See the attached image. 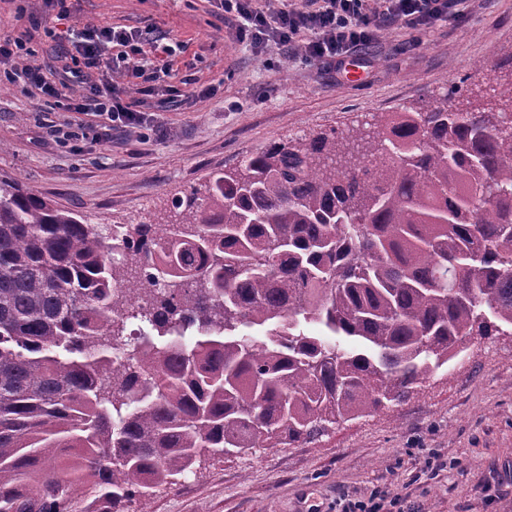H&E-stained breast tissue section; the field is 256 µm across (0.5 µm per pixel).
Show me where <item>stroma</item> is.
<instances>
[{
  "label": "stroma",
  "instance_id": "1",
  "mask_svg": "<svg viewBox=\"0 0 512 512\" xmlns=\"http://www.w3.org/2000/svg\"><path fill=\"white\" fill-rule=\"evenodd\" d=\"M86 24L148 31L175 52L168 84L123 77L149 134L126 127L98 144L60 142L54 127L84 114L0 92V181L21 180L109 230L161 223L174 196L203 188L267 146L347 131L388 112L443 100L460 84L479 105L512 80V0H462L431 28H382L352 57L350 81L316 61L230 43L213 0H0V35L31 30L36 63L60 70V31ZM207 86V97L196 96ZM238 101L235 111L225 101ZM434 465H427V458ZM382 491L408 512H512V335L473 340L404 404L332 428L298 448H253L206 460L135 512H338Z\"/></svg>",
  "mask_w": 512,
  "mask_h": 512
}]
</instances>
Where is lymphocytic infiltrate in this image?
Here are the masks:
<instances>
[{
	"label": "lymphocytic infiltrate",
	"instance_id": "1",
	"mask_svg": "<svg viewBox=\"0 0 512 512\" xmlns=\"http://www.w3.org/2000/svg\"><path fill=\"white\" fill-rule=\"evenodd\" d=\"M457 6L458 0H385V9L378 16L371 0H321L315 8L310 0H289L283 7L267 11L257 8L255 0H218L235 42L259 54L273 52L281 57L296 50L302 58L332 67L374 40L380 27L399 21L430 27L447 21ZM28 41L25 33L0 40V62L10 63L0 75L10 84L22 86L34 100L50 99L63 111L95 115V122L66 131L68 141L78 138L97 144L108 139L115 128L147 127L136 103L126 101L107 75L113 72L160 82L174 67L172 60L151 59L139 32L87 26L73 41L70 57L71 74L83 78L78 90L71 82L50 80L41 67L31 64ZM106 44L112 47L108 59L101 53Z\"/></svg>",
	"mask_w": 512,
	"mask_h": 512
}]
</instances>
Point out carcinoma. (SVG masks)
Segmentation results:
<instances>
[{
  "instance_id": "1",
  "label": "carcinoma",
  "mask_w": 512,
  "mask_h": 512,
  "mask_svg": "<svg viewBox=\"0 0 512 512\" xmlns=\"http://www.w3.org/2000/svg\"><path fill=\"white\" fill-rule=\"evenodd\" d=\"M459 90L272 144L159 226L105 235L0 183V512H131L204 459L396 407L512 332V83L478 112Z\"/></svg>"
}]
</instances>
